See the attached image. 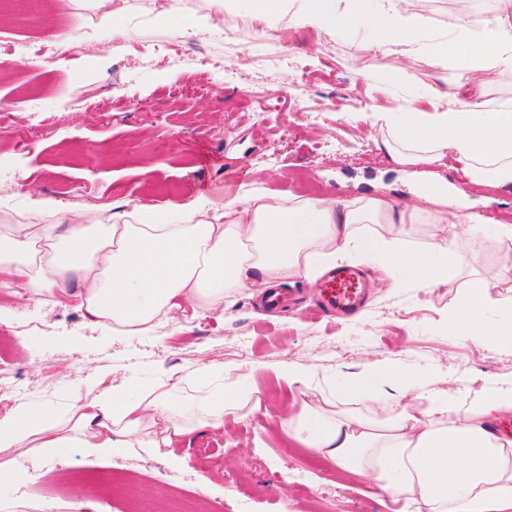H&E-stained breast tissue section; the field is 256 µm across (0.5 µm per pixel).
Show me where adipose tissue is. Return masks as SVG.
Here are the masks:
<instances>
[{"instance_id":"1","label":"adipose tissue","mask_w":512,"mask_h":512,"mask_svg":"<svg viewBox=\"0 0 512 512\" xmlns=\"http://www.w3.org/2000/svg\"><path fill=\"white\" fill-rule=\"evenodd\" d=\"M214 8L192 27L211 29L224 11L243 7L252 24L284 42L294 28L322 35L367 30L383 55H413L428 67H454L455 81L418 84L414 71L397 79L419 87V98L394 100L376 113L386 126L377 147L400 166L436 164L454 157L469 183L512 188V99L493 100L487 77L512 83V0L491 17L456 15L449 28L434 25L413 0L377 12L372 0H212ZM425 107H418V100ZM441 191L423 192L422 204L367 195L305 198L291 194L242 195L225 188L223 204L200 195L191 209L156 215L147 205L116 213L108 224H47V203L29 224L0 225V265L29 298L61 295L113 335L151 330L159 316L192 307L223 312L227 300L282 281L315 279L322 267L376 259L382 278L410 272L415 286L455 285L485 245L512 242V224L461 213L470 244L461 246L438 209ZM372 233H361L362 225ZM452 335L479 345L512 344V285L457 288L442 316ZM224 371L204 366L195 377L214 380L205 424L224 426L239 406L236 390L220 385ZM285 381L313 391L326 386L327 406L301 401L283 425L302 447L330 466L357 477L374 476L379 487L403 498L412 512H512V438L497 420L512 415V385H492L470 400L458 389L428 393L416 403L418 372L370 363L342 380H318L285 371ZM351 394L388 407L383 422L340 414L329 405ZM173 388L129 380L93 398L73 392L0 416V454L23 472L37 457L79 448L105 460L129 448L158 454L187 439L193 422L171 414ZM165 417L158 426L157 417Z\"/></svg>"}]
</instances>
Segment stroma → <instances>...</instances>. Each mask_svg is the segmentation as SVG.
I'll return each instance as SVG.
<instances>
[{"mask_svg":"<svg viewBox=\"0 0 512 512\" xmlns=\"http://www.w3.org/2000/svg\"><path fill=\"white\" fill-rule=\"evenodd\" d=\"M116 4L122 36L85 8L26 6L11 19L20 44L14 65L0 71V225L25 223L43 201L72 222L111 216L121 202L186 209L201 191L219 198L239 184L301 197L377 192L414 205L432 177L449 185V213L512 223V190L469 184L450 159L392 164L374 142L381 128L365 109L387 111L396 90L368 69L410 67L423 83L454 69L437 73L407 56L370 55L362 40L305 31L280 44L257 28L231 46L224 28L179 35L146 0ZM38 40L57 49L49 67L28 58L27 43ZM203 55L211 66L200 65ZM357 267L368 298L350 318L320 313L313 283L296 279L280 284L278 307L241 295L225 304L223 322L189 309L122 338L65 297L29 299L0 268V372L23 385L14 406L75 389L91 396L102 381L162 384L204 363L223 367L244 401L238 416L194 435L175 460L139 449L108 465L78 448L41 456L37 479L8 481L7 502L23 490L49 512H72L77 497L94 495V479L116 474L151 512L190 490L212 512H401L391 494L291 441L279 421L302 395L282 368L341 378L371 362L399 363L426 374L417 392L448 388L457 376L470 399L512 380V346L449 335L439 317L447 289L415 287L403 270L380 281L372 260Z\"/></svg>","mask_w":512,"mask_h":512,"instance_id":"stroma-1","label":"stroma"}]
</instances>
